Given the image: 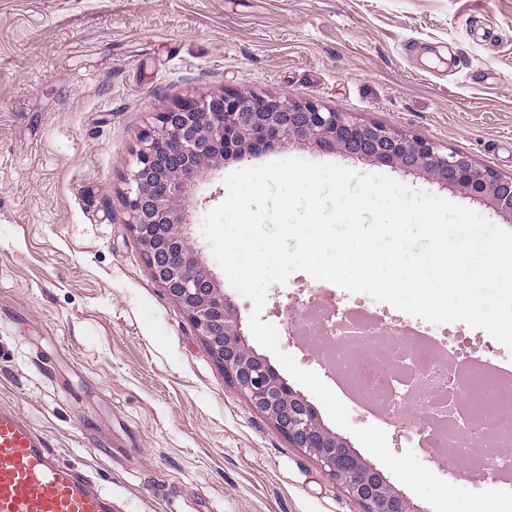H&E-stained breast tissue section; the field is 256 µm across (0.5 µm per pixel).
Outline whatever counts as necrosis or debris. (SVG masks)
<instances>
[{"label": "necrosis or debris", "instance_id": "obj_1", "mask_svg": "<svg viewBox=\"0 0 512 512\" xmlns=\"http://www.w3.org/2000/svg\"><path fill=\"white\" fill-rule=\"evenodd\" d=\"M319 335L332 347L341 376L372 403L390 409L405 396L425 409L413 433L426 454L469 457L475 448L489 446L496 450L497 471L512 473L511 363L490 369L450 334L386 329L362 310L339 321L324 319ZM460 388L476 392L463 407L452 399Z\"/></svg>", "mask_w": 512, "mask_h": 512}]
</instances>
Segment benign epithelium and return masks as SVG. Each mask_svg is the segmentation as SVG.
<instances>
[{"instance_id": "7a95c632", "label": "benign epithelium", "mask_w": 512, "mask_h": 512, "mask_svg": "<svg viewBox=\"0 0 512 512\" xmlns=\"http://www.w3.org/2000/svg\"><path fill=\"white\" fill-rule=\"evenodd\" d=\"M123 177L129 229L140 242L152 279L179 304L224 374L249 407L267 417L296 448L315 457L363 512H411L376 469L361 462L267 360L246 343L234 304L199 263L189 243V207L203 173L258 151L307 147L364 158L393 170L492 200L512 215V178L444 153L426 139L381 124L300 103L279 94L234 91L189 96L161 109Z\"/></svg>"}]
</instances>
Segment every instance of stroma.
<instances>
[{
    "label": "stroma",
    "mask_w": 512,
    "mask_h": 512,
    "mask_svg": "<svg viewBox=\"0 0 512 512\" xmlns=\"http://www.w3.org/2000/svg\"><path fill=\"white\" fill-rule=\"evenodd\" d=\"M226 89L285 93L512 177V0H0V405L118 512H362L249 408L126 223L123 174L159 109ZM291 157L393 176L512 231L488 199L373 161L289 148L251 163ZM237 168L204 176L189 233L245 322L253 304L201 233ZM313 295L374 300L303 271L269 288L262 321L327 382L319 349L288 333L287 309ZM345 406L395 454L416 449L400 422Z\"/></svg>",
    "instance_id": "obj_1"
}]
</instances>
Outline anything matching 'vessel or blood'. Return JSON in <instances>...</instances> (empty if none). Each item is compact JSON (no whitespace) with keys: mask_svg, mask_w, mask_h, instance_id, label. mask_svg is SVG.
Segmentation results:
<instances>
[{"mask_svg":"<svg viewBox=\"0 0 512 512\" xmlns=\"http://www.w3.org/2000/svg\"><path fill=\"white\" fill-rule=\"evenodd\" d=\"M0 512H112V497L50 451L28 418L0 406Z\"/></svg>","mask_w":512,"mask_h":512,"instance_id":"vessel-or-blood-1","label":"vessel or blood"}]
</instances>
